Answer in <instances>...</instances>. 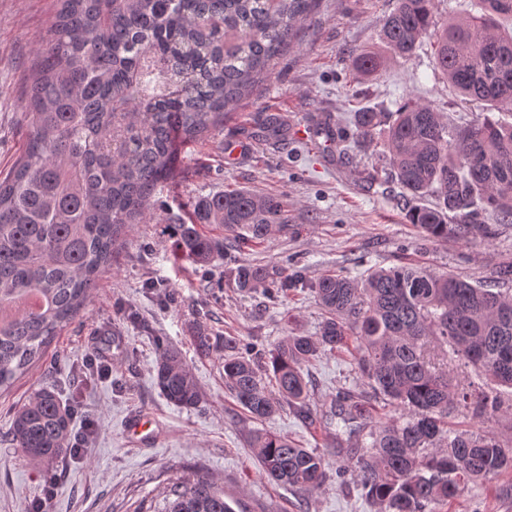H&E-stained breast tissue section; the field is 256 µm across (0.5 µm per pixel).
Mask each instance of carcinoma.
Wrapping results in <instances>:
<instances>
[{"instance_id": "cac0c4a2", "label": "carcinoma", "mask_w": 512, "mask_h": 512, "mask_svg": "<svg viewBox=\"0 0 512 512\" xmlns=\"http://www.w3.org/2000/svg\"><path fill=\"white\" fill-rule=\"evenodd\" d=\"M316 0H56L50 35L26 88L29 133L11 172L0 178V389H9L44 355L88 302L116 243L143 223L158 188L174 176L182 149L224 129V119L273 74ZM512 0H470L465 15L438 26L435 0H397L381 40L391 58L408 61L433 40V63L469 101L512 111ZM384 58L362 52V75ZM365 146L384 134L382 171L401 189L409 222L429 240L487 236L484 215L512 224V124L483 115L456 125L431 104L412 99L395 112L353 113ZM288 130L266 119L262 138ZM433 196L430 205L422 203ZM195 219L217 224L236 240L266 241L287 226L279 201L250 190H224L195 203ZM179 257L200 267L223 261L225 245L180 225ZM240 291L262 288L269 272L240 263ZM512 260L494 285L450 273L400 266L374 269L358 281L327 274L315 281L325 312L315 336L292 334L259 362L238 342L203 330L194 341L208 356L223 352L224 386L255 419L282 404L315 420L303 367L354 336L358 369L375 394L406 416L370 433L368 454L338 448L355 460L349 472L376 512H443L465 486L512 470V448L485 431H448V409L473 407L498 418L501 401L457 380L446 346L474 370L512 389ZM39 301L35 310L27 300ZM157 384L171 403L195 407V378L178 353L159 354ZM346 434L361 429L372 406L337 395ZM74 405L51 387L37 391L10 420L14 447L45 467L72 452ZM250 447L263 474L306 494L327 478L324 456L287 436L256 432ZM136 512H234L224 488L200 468L181 471L166 494Z\"/></svg>"}]
</instances>
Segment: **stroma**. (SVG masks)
<instances>
[{
	"instance_id": "1",
	"label": "stroma",
	"mask_w": 512,
	"mask_h": 512,
	"mask_svg": "<svg viewBox=\"0 0 512 512\" xmlns=\"http://www.w3.org/2000/svg\"><path fill=\"white\" fill-rule=\"evenodd\" d=\"M396 2L318 0L275 78L232 111L223 133L184 148L174 178L116 248L87 305L53 339L41 363L0 392V512H27L51 484L8 438L13 409L44 385L64 402L79 403L72 431L84 419L96 423L88 447L59 462L48 512H135L173 473L189 468L207 471L223 483L225 500L248 512H375L352 478L335 476L344 461L335 450L333 399L343 392L373 396L354 356L328 351L305 366L315 423L303 424L288 407L259 422L225 389L220 355H201L193 336L201 327L259 353L292 332L316 335L322 311L311 285L329 270L358 279L375 268L413 263L479 284L492 279L497 263L512 259V224H493L491 235L472 241H426L408 222L398 185L383 175L369 178L383 135L368 148L351 140L352 114L361 107L393 112L413 99L459 125L484 112L449 88L427 44L412 60L390 63L374 76L351 70L360 51H383L380 30ZM53 15L54 0H0V177L10 172L29 131L23 95ZM281 104L287 141L273 146L251 137ZM234 188L277 199L287 226L266 245H236L206 274L176 261L177 232L191 223L194 203ZM240 262L276 276L298 270L303 282L274 294L243 293L228 283ZM164 348L177 351L192 372L199 407L180 408L162 396L156 361ZM98 357L111 359V376L89 374L90 360ZM135 413L153 418L151 435L126 432ZM260 428L323 454L330 472L323 486L300 496L265 478L248 446ZM451 512H512V472L470 484Z\"/></svg>"
}]
</instances>
